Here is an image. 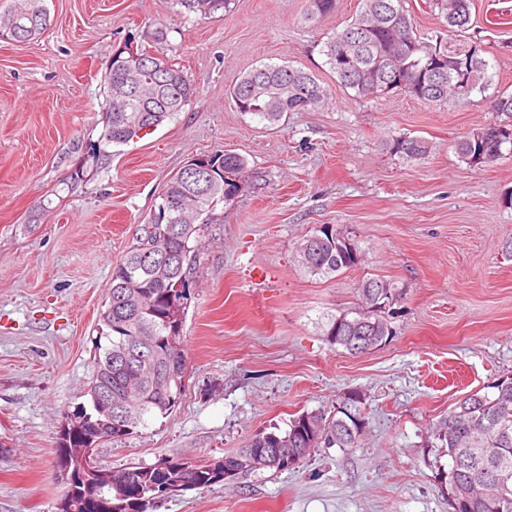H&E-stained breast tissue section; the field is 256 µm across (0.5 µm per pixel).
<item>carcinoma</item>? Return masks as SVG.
Wrapping results in <instances>:
<instances>
[{"mask_svg": "<svg viewBox=\"0 0 512 512\" xmlns=\"http://www.w3.org/2000/svg\"><path fill=\"white\" fill-rule=\"evenodd\" d=\"M231 0H175L188 14L209 15L227 9ZM405 0H359L360 9L340 31L322 45L325 65L341 85L354 91L356 98L370 97L367 80L371 66L378 65V76L394 82L393 91H403L419 100L447 102L453 99L451 85L456 76L448 73L436 77L429 72L431 58L448 52L423 40L414 27ZM451 31H462L470 22L471 0H432ZM336 10V0H308L305 21L316 23ZM0 32L11 41L22 43L43 34L51 25L50 15L42 0H10L0 8ZM403 31L406 43L397 47L392 31ZM143 63L136 84H127L120 76L123 55L112 51L110 73L104 75L106 95L103 131L94 142L76 143L73 150L86 155L84 165L75 169L67 180L79 187L90 174L112 159V146L125 144L149 127L156 128L172 119L189 104L193 85L179 63L157 57L142 48ZM487 63L475 56L468 92L483 88ZM326 91L310 74L289 65L256 67L233 86L231 98L238 111L277 125L290 112H299L323 101ZM485 143L467 136L457 143L461 157L478 165L498 160V151L512 142L498 139V126L489 125ZM389 150L407 159H420L430 150V142L420 136H399L391 140ZM209 165L216 175L217 187L201 190L192 179L172 176L166 184L167 201L184 206L185 213L166 211L163 219L149 217L139 226L122 261L112 272L105 309L99 316L95 338L93 373L86 395L89 406L81 405L66 414L67 426L57 442L56 465L81 470L79 460L65 454L64 449L80 446L87 426L98 428L100 438L125 439L147 426L159 413L171 412L182 397L187 360L183 345L185 314L170 310L173 299L191 301L193 273L199 254L201 233L212 223L217 205L237 193V185L227 179L239 177L247 160L224 150L211 152ZM166 245L168 274L159 280L148 256L158 244ZM351 247L336 249V225L323 224L304 236L296 246V262L310 276L331 278L358 264L361 248L355 241ZM361 308L329 319L326 336L330 344L345 347L346 337L363 340L379 339L389 330L392 318L390 303L400 297L395 283L370 278L358 287ZM151 358L165 381L142 383L132 381L134 393L125 397L128 375L137 368L139 352ZM493 392L478 391L460 399L448 411L437 431V438L450 458L448 470L438 471L448 489L456 490L449 499L453 512H512V375H502L492 385ZM112 393V414L106 415L96 406L94 395ZM341 410L303 412L290 421L284 433L260 432L248 443L221 456L200 461L162 457L150 465L129 466L120 472H137L144 488L169 484L187 475L196 488L209 487L255 472L251 462L271 448H289L293 441L313 448H356L361 437L352 434ZM471 478L492 482L489 494L470 498L462 493ZM70 491L88 501L79 512H99L96 502L109 498L98 484H75Z\"/></svg>", "mask_w": 512, "mask_h": 512, "instance_id": "cac0c4a2", "label": "carcinoma"}]
</instances>
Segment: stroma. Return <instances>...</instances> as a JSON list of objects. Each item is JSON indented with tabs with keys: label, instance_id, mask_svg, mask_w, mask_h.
Masks as SVG:
<instances>
[{
	"label": "stroma",
	"instance_id": "35a3bbf8",
	"mask_svg": "<svg viewBox=\"0 0 512 512\" xmlns=\"http://www.w3.org/2000/svg\"><path fill=\"white\" fill-rule=\"evenodd\" d=\"M45 5L52 24L39 38L0 40V512H55L57 438L86 400L112 269L169 177L217 149L247 169L204 239L184 393L137 434L100 444V465L219 456L357 389L367 402L358 447L189 490L154 512H451L435 432L458 399L512 374V157L475 166L456 151L473 130L512 123L488 109L512 92V0H472L462 32L430 0H406L422 37L451 54L478 48L488 63L484 89L447 104L358 99L340 85L320 47L359 0H338L313 26L307 0H234L204 18L171 0ZM159 26L167 35L150 51L183 65L191 101L113 147L86 185L30 222L76 162L72 143L102 131L112 50ZM284 62L313 74L324 102L277 127L238 112L228 91L239 77ZM406 135L429 140L430 154L391 153ZM322 224L358 242L361 264L330 279L299 269L297 242ZM369 278L403 290L396 334L352 356L328 342L326 322L360 307Z\"/></svg>",
	"mask_w": 512,
	"mask_h": 512
}]
</instances>
